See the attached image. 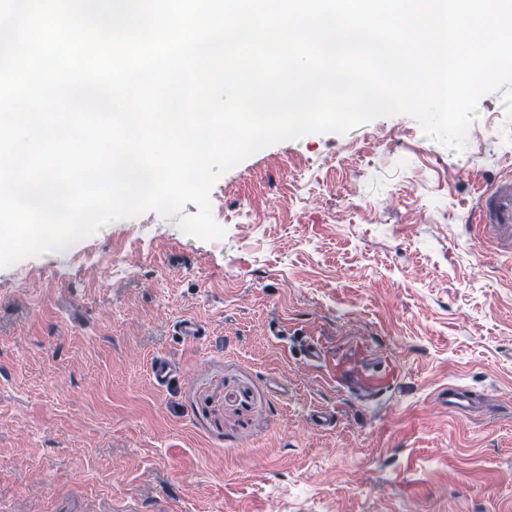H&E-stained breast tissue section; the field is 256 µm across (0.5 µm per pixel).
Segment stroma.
I'll return each instance as SVG.
<instances>
[{"label": "stroma", "mask_w": 512, "mask_h": 512, "mask_svg": "<svg viewBox=\"0 0 512 512\" xmlns=\"http://www.w3.org/2000/svg\"><path fill=\"white\" fill-rule=\"evenodd\" d=\"M510 176L496 91L460 152L406 115L258 151L220 238L149 211L0 267V512H512V224L470 226Z\"/></svg>", "instance_id": "stroma-1"}]
</instances>
